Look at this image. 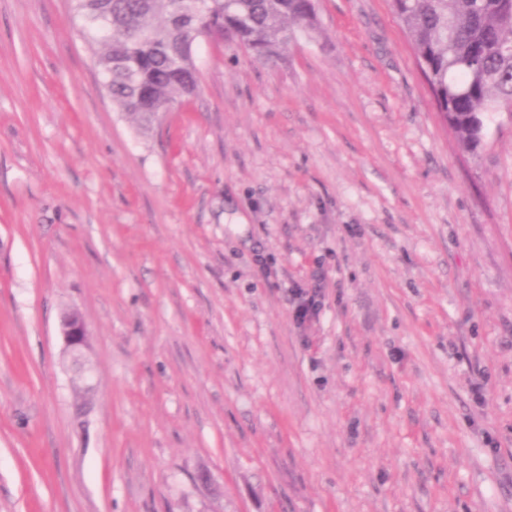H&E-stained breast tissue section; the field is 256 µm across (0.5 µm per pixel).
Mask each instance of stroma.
<instances>
[{
    "instance_id": "obj_1",
    "label": "stroma",
    "mask_w": 512,
    "mask_h": 512,
    "mask_svg": "<svg viewBox=\"0 0 512 512\" xmlns=\"http://www.w3.org/2000/svg\"><path fill=\"white\" fill-rule=\"evenodd\" d=\"M319 17L144 134L0 0V512H512V115L462 152L389 0ZM293 318L297 325L301 326L320 313L321 294L315 288L313 291L304 288L291 290ZM61 336L65 353L73 366L79 367L85 381L92 379V368L85 359L88 333L83 319L77 312H69L61 321Z\"/></svg>"
}]
</instances>
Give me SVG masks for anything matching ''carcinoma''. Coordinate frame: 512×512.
<instances>
[{
  "instance_id": "cac0c4a2",
  "label": "carcinoma",
  "mask_w": 512,
  "mask_h": 512,
  "mask_svg": "<svg viewBox=\"0 0 512 512\" xmlns=\"http://www.w3.org/2000/svg\"><path fill=\"white\" fill-rule=\"evenodd\" d=\"M210 32L281 57L318 31L317 0H205ZM436 107L459 146H481L492 112H512V0H391ZM184 0H74L106 94L149 129L199 89L189 44L195 16Z\"/></svg>"
}]
</instances>
